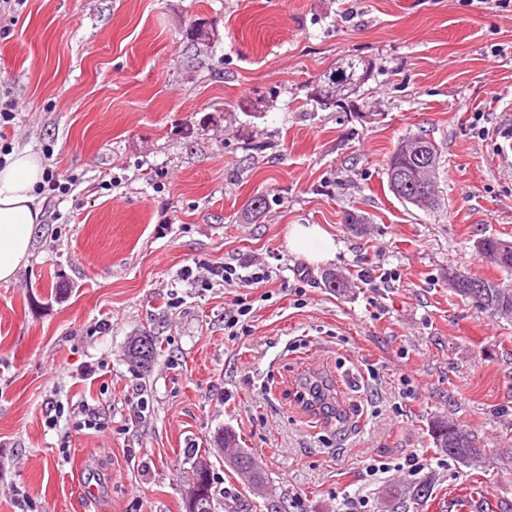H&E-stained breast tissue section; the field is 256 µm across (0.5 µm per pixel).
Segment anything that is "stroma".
Wrapping results in <instances>:
<instances>
[{
    "mask_svg": "<svg viewBox=\"0 0 512 512\" xmlns=\"http://www.w3.org/2000/svg\"><path fill=\"white\" fill-rule=\"evenodd\" d=\"M198 18L218 31L200 55L185 39ZM4 26L0 99L16 111L0 134L72 189H39L32 249L0 282V512L21 497L32 512H185L190 451L227 428L285 512L360 496L386 512L414 479L432 484L418 512H512V319L448 286L460 267L506 279L475 244L512 241V162L494 142L512 122V6L27 0ZM349 54L369 80L316 103ZM419 131L441 150L429 212L387 185L388 156ZM259 194L264 213L245 217ZM293 224L320 225L335 258L291 253ZM227 263L273 272L234 336L239 290L207 274ZM379 267L388 287L365 284ZM329 271L351 288H325ZM138 331L161 345L147 373L124 356ZM318 379L331 413L301 403ZM438 418L475 432L483 462L438 452ZM414 454L424 469L399 470ZM213 476L215 512H266L228 466Z\"/></svg>",
    "mask_w": 512,
    "mask_h": 512,
    "instance_id": "obj_1",
    "label": "stroma"
}]
</instances>
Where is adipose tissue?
Wrapping results in <instances>:
<instances>
[{
  "label": "adipose tissue",
  "mask_w": 512,
  "mask_h": 512,
  "mask_svg": "<svg viewBox=\"0 0 512 512\" xmlns=\"http://www.w3.org/2000/svg\"><path fill=\"white\" fill-rule=\"evenodd\" d=\"M44 178V163L31 148L14 150L0 163V282L14 279L29 254L41 221L37 190ZM288 248L317 263L336 254L334 240L316 224L292 225Z\"/></svg>",
  "instance_id": "adipose-tissue-1"
}]
</instances>
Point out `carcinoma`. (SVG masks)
I'll list each match as a JSON object with an SVG mask.
<instances>
[{
  "label": "carcinoma",
  "mask_w": 512,
  "mask_h": 512,
  "mask_svg": "<svg viewBox=\"0 0 512 512\" xmlns=\"http://www.w3.org/2000/svg\"><path fill=\"white\" fill-rule=\"evenodd\" d=\"M186 38L191 45L198 48L207 47L213 42L210 33L199 27L190 26ZM371 64L366 60L347 55L340 60L336 70L328 75L314 88V96L318 103L326 105L348 99L358 93L369 77ZM427 154L432 158L433 165L428 170H420L415 159L418 154ZM440 148L425 136L413 134L404 139L393 150L387 161V179L390 192L402 203L410 204L422 211H429L437 205L433 192L421 190L425 182H432L434 170L439 166ZM499 248L511 257L498 261L488 256V248ZM476 252L481 260L494 267L512 274V241L495 236H487L477 241ZM448 285L457 296L470 300L482 310L492 315H512V288L497 282L477 277L467 271L452 270L448 272ZM146 342L149 352L148 364L142 370L149 371L159 356V342L155 336L134 337L127 350L133 355L135 348ZM432 444L438 451L448 457L469 464L481 456V449L475 435L447 419H437L430 427ZM217 445L231 448L233 453L226 459L227 465L240 476L244 477L252 487L259 489L265 484V476L255 458L246 450L238 447L236 436L229 430L217 436ZM213 462L210 450L193 454L192 469L194 479H206V493L199 498L194 506H185L186 512H213L215 490L213 489ZM431 485L427 482L411 484L403 495L400 509L412 505L421 506L429 497Z\"/></svg>",
  "instance_id": "cac0c4a2"
}]
</instances>
